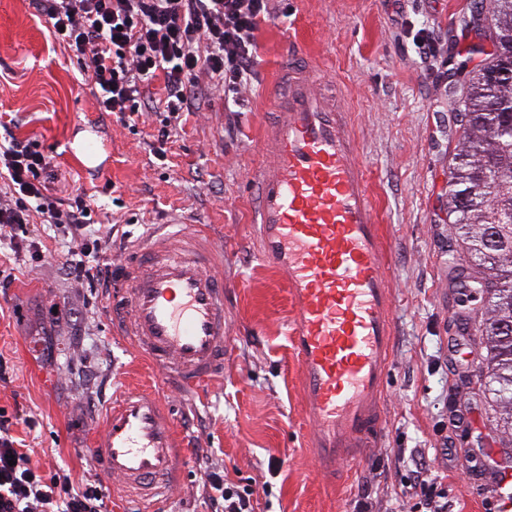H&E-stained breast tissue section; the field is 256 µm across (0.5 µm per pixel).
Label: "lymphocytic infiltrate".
<instances>
[{"label": "lymphocytic infiltrate", "instance_id": "1", "mask_svg": "<svg viewBox=\"0 0 512 512\" xmlns=\"http://www.w3.org/2000/svg\"><path fill=\"white\" fill-rule=\"evenodd\" d=\"M51 25L55 41L70 49L81 72L100 92L99 111L129 123L153 109L161 116L155 143L163 145L194 108L199 79L235 94L257 63L255 34L272 16L270 0H30ZM162 79V94L150 86ZM51 162L29 140L10 137L0 146V238L43 255L42 242L19 239L33 219L76 241L82 259L66 258L71 277L90 291L108 285L100 260L110 243L95 229L86 195L59 197L47 183ZM15 418L0 409V512H106L99 480L76 479L61 469L33 464L31 450L14 433Z\"/></svg>", "mask_w": 512, "mask_h": 512}]
</instances>
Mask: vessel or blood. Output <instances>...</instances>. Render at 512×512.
Here are the masks:
<instances>
[{"instance_id": "1", "label": "vessel or blood", "mask_w": 512, "mask_h": 512, "mask_svg": "<svg viewBox=\"0 0 512 512\" xmlns=\"http://www.w3.org/2000/svg\"><path fill=\"white\" fill-rule=\"evenodd\" d=\"M313 61L288 57L269 92L274 118L250 180L262 259L287 287L291 344L309 445L335 471L381 440L393 350L386 243L343 91H324ZM107 317L155 364L162 388L187 394L224 374V251L203 225L156 224L131 244L107 290ZM169 413L123 392L103 413L92 459L113 489L144 504L173 494L183 453Z\"/></svg>"}]
</instances>
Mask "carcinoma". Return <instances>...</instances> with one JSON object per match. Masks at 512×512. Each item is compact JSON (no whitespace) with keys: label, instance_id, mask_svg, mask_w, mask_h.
Instances as JSON below:
<instances>
[{"label":"carcinoma","instance_id":"carcinoma-1","mask_svg":"<svg viewBox=\"0 0 512 512\" xmlns=\"http://www.w3.org/2000/svg\"><path fill=\"white\" fill-rule=\"evenodd\" d=\"M500 52L474 72L464 87L470 115L448 190V214L482 266L490 292L484 332L491 366L490 388L498 424L512 431V80H493L495 69L512 71V0H486Z\"/></svg>","mask_w":512,"mask_h":512}]
</instances>
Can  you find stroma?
<instances>
[{"instance_id":"1","label":"stroma","mask_w":512,"mask_h":512,"mask_svg":"<svg viewBox=\"0 0 512 512\" xmlns=\"http://www.w3.org/2000/svg\"><path fill=\"white\" fill-rule=\"evenodd\" d=\"M287 16L262 23L256 76L239 92L247 111L224 109L221 90L200 97L157 156L154 113L135 128L96 109L94 86L68 49L55 44L29 0H0V122L38 144L54 164L53 188L84 190L96 220L112 224L115 264L154 224L208 225L224 245V375L166 399L190 441L181 486L163 512H214L206 476L259 489L254 512H412L417 467L440 479L447 512H499L492 494L512 478V435L496 426L483 322L486 295L458 287L453 272L477 268L448 223V184L463 134L462 96L444 62L450 47L464 71L483 59L464 50L470 0H288ZM428 28L421 60L413 30ZM318 59L344 89L349 121L383 227L394 298V346L382 400V441L358 449L344 482L332 483L306 447L289 341L292 309L277 272L258 256L249 223L251 168L267 92L289 42ZM105 143L104 168L86 169L76 139ZM45 260L0 245V407L18 414V436L41 463L95 472L89 448L102 411L122 390L159 393L148 361L110 332L106 301L66 278L47 225H29ZM62 320L50 321L51 309ZM451 457H444V450Z\"/></svg>"}]
</instances>
